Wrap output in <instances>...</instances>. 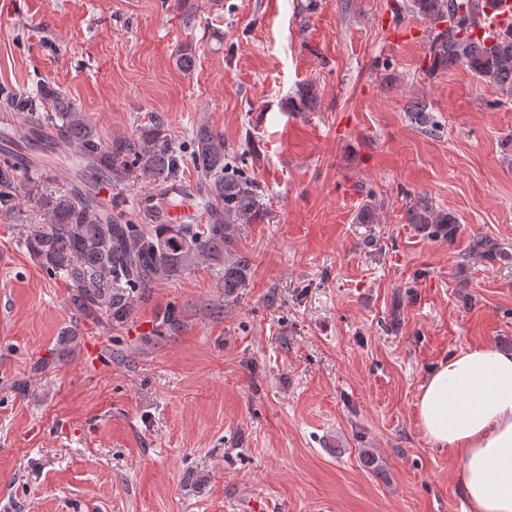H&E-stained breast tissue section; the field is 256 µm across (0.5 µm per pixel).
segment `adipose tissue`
I'll return each instance as SVG.
<instances>
[{"mask_svg": "<svg viewBox=\"0 0 512 512\" xmlns=\"http://www.w3.org/2000/svg\"><path fill=\"white\" fill-rule=\"evenodd\" d=\"M417 421L462 463L473 512H512V351L458 349L420 387Z\"/></svg>", "mask_w": 512, "mask_h": 512, "instance_id": "adipose-tissue-1", "label": "adipose tissue"}]
</instances>
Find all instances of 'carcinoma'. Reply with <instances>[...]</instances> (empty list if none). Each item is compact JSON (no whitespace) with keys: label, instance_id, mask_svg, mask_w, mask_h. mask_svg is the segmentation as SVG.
<instances>
[{"label":"carcinoma","instance_id":"cac0c4a2","mask_svg":"<svg viewBox=\"0 0 512 512\" xmlns=\"http://www.w3.org/2000/svg\"><path fill=\"white\" fill-rule=\"evenodd\" d=\"M390 8L433 23L428 71L464 65L512 101V25L498 29L491 38L478 37L476 31L486 21L484 0H402ZM42 95L55 102L56 111H40L38 100L29 96L12 104L30 124L53 125L58 143L78 147L83 163L80 177L112 179L137 168L155 179L173 180L188 159L201 177L205 195L224 205V219L210 224H122L112 217L111 208L80 188L38 197L44 222L24 225L23 244L47 275L66 277L80 314L95 322L106 319L121 324L134 312V295L145 294L157 280L178 277L200 265L216 268L224 280V297H236L248 281L250 264L247 257H233L231 252L240 223L257 217L262 203L239 159L224 149L223 136L200 129L186 155L157 129L104 145L84 112L61 92L48 86ZM317 101L315 86L305 84L288 101V110L312 112ZM407 112L425 131H435L425 102H409ZM14 179L12 165L0 164V202L12 198ZM405 216L428 238L452 241L458 234L457 216L437 208L426 195L411 202ZM468 255L484 261L509 257L488 236L472 238Z\"/></svg>","mask_w":512,"mask_h":512}]
</instances>
